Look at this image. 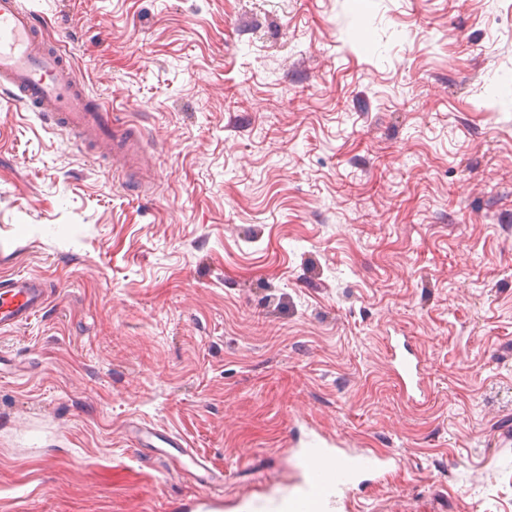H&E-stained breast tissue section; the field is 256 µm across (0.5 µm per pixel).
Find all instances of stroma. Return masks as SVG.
Wrapping results in <instances>:
<instances>
[{
  "label": "stroma",
  "instance_id": "35a3bbf8",
  "mask_svg": "<svg viewBox=\"0 0 512 512\" xmlns=\"http://www.w3.org/2000/svg\"><path fill=\"white\" fill-rule=\"evenodd\" d=\"M142 185L0 93V512H221L303 424L399 464L352 512H512V0H24ZM409 336L426 397L387 357ZM45 280L33 274L0 276V333L13 331L47 306ZM133 439L136 444L141 443L142 446H146L147 448H158L156 447V443H162L166 445L167 448L174 449L178 456L167 452L161 453L160 455L170 462L175 461L194 476L195 484L201 492L200 497L197 499V505L203 508H209L221 503L218 498L212 495L211 491L213 488L211 485L215 481L211 476L207 462L189 451L188 443L181 436L172 432H161L154 426L142 424L135 427ZM180 457L186 458L188 462H183ZM189 468H192L196 473L190 471Z\"/></svg>",
  "mask_w": 512,
  "mask_h": 512
}]
</instances>
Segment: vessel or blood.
Returning a JSON list of instances; mask_svg holds the SVG:
<instances>
[{"instance_id":"1","label":"vessel or blood","mask_w":512,"mask_h":512,"mask_svg":"<svg viewBox=\"0 0 512 512\" xmlns=\"http://www.w3.org/2000/svg\"><path fill=\"white\" fill-rule=\"evenodd\" d=\"M0 92L27 108L45 113L55 126L76 135L79 142L103 144L111 160L122 162L126 178H134L146 147L141 135H122L112 128V116L95 107L62 49L44 45L32 11L21 0H0ZM48 291L42 277L33 274L0 276V333L13 331L38 316L47 306ZM390 364L407 397L424 391L425 367L410 349H390ZM136 443L152 448L164 444L187 460L195 472L201 495L199 506L218 500L214 479L205 460L189 451L179 435L143 424L135 428ZM302 479L261 496L242 497V512H338L347 505L353 488L365 486L366 477L390 468L394 457L364 450L340 454L324 436L304 438L296 459Z\"/></svg>"}]
</instances>
